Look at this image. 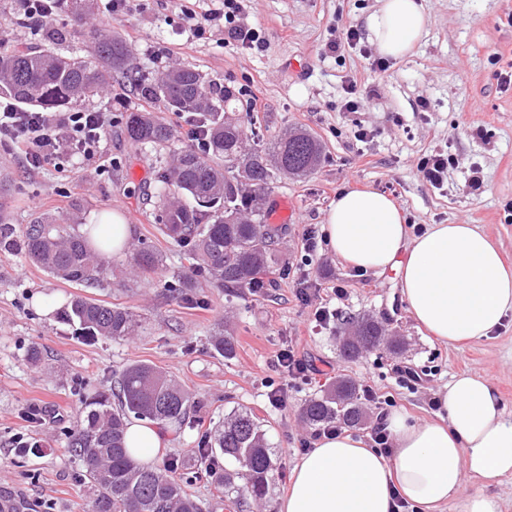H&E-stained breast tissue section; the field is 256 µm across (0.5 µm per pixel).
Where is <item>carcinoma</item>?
I'll use <instances>...</instances> for the list:
<instances>
[{
    "instance_id": "carcinoma-1",
    "label": "carcinoma",
    "mask_w": 512,
    "mask_h": 512,
    "mask_svg": "<svg viewBox=\"0 0 512 512\" xmlns=\"http://www.w3.org/2000/svg\"><path fill=\"white\" fill-rule=\"evenodd\" d=\"M130 51L122 39H98L85 56L52 51L0 52V93L33 110L44 111L98 93L112 74L129 72ZM140 96L176 112L195 113L208 133L210 151L178 153L173 166L158 175L161 183L160 226L179 245L189 247V270L202 272L228 290L257 291L278 264L279 228L264 223L261 202L276 174L302 176L321 158L320 143L307 132H286L261 149L247 151L243 127L231 117L238 97L229 88L219 94L197 71L173 69L138 85ZM136 145L162 146L173 129L151 112H132L126 122ZM224 164H219V161ZM0 249L19 251L42 270L79 288L112 282V262L92 251L72 224L38 218L18 229L0 221ZM133 263L143 273L159 266L158 255L143 247ZM65 320L78 326L80 336L120 339L134 335L141 320L133 311L87 295L71 300ZM354 337L343 341L342 353L354 359L368 348L397 349L373 320H353ZM357 386L340 379L310 399L302 418L311 426L342 423L356 427L364 411L356 400ZM194 404L192 394L159 368L136 363L125 369L117 407L106 393L85 398L84 417L70 432L69 447L82 462L94 489L92 512H203L191 493L193 476L168 468H144L125 445L126 422L135 417L157 425L182 427ZM242 465L247 491L255 499L268 489L276 466L260 422L247 410L224 418L214 446ZM217 498L241 508L236 474L209 471Z\"/></svg>"
}]
</instances>
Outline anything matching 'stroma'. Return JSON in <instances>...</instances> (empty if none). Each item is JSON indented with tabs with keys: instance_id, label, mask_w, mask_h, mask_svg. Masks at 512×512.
Wrapping results in <instances>:
<instances>
[{
	"instance_id": "obj_1",
	"label": "stroma",
	"mask_w": 512,
	"mask_h": 512,
	"mask_svg": "<svg viewBox=\"0 0 512 512\" xmlns=\"http://www.w3.org/2000/svg\"><path fill=\"white\" fill-rule=\"evenodd\" d=\"M427 34L412 53L388 60L371 72L379 52L368 38L342 43L348 28L364 29L376 0H247L243 18L262 31L260 48L245 50L226 40L223 28L187 42L181 28L208 0H130L127 11L112 12L106 0L78 11L61 0L46 26L25 22L18 0H0V50L17 48L82 53L90 36L121 38L132 69L154 72V51H169L181 67L199 71L212 87L238 90L242 122L264 141L290 129L314 135L322 145L318 167L303 177L278 176L263 204L272 214L277 200L294 206L279 239L280 268L259 292H229L196 275L194 287L173 293L171 283L188 273L184 247L162 234L158 223L160 168L190 147L184 115L167 109L159 117L175 131L164 149L137 146L128 139L129 113L147 110L133 82L115 78L98 94L69 104L72 112L111 110L113 121L95 158L61 157L37 171L0 148V216L21 226L38 217L63 224H94L112 211L132 226L130 244L153 249L161 258L155 272L127 267L128 257L112 255L121 274L90 290V297L126 306L142 315L137 336L81 339L61 319L75 290L17 252L0 250V500L10 497L22 512H89L92 489L68 447L69 432L83 416L82 400L92 390L114 393L123 371L135 363L156 365L189 389L195 412L180 433H165L166 446L153 460L160 467L190 460L194 449L213 442L225 415L246 409L262 423L278 468L263 500L247 499L245 512H277L279 497L301 455L312 448L315 430L302 406L325 385L344 377L370 385L392 410L412 420L435 419L438 392L452 376L473 372L497 390L512 415V313L488 339L459 348L441 345L419 329L406 312L394 271H364L318 246L304 263L303 239L322 231L337 194L369 187L391 196L411 229L429 224L478 225L512 262V89L499 76L512 70V0H423ZM332 40L337 52H325ZM376 95L355 112L343 111L347 77ZM370 131L359 140L358 130ZM454 159L448 178L436 189L422 180L416 163L433 150ZM484 176V191L467 186L472 169ZM318 290L303 301L302 278ZM345 295L336 298L334 287ZM334 310L330 322H316L317 307ZM368 318L403 347L364 350L343 359L345 317ZM229 333L232 358L214 350V338ZM40 345L43 359L26 354ZM294 346L318 369L310 381L287 388L284 405L272 406L269 382L278 380V353ZM418 376L404 385L405 370ZM50 415L46 424L32 410ZM35 444L21 453L16 438Z\"/></svg>"
}]
</instances>
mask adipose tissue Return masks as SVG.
<instances>
[{"label": "adipose tissue", "mask_w": 512, "mask_h": 512, "mask_svg": "<svg viewBox=\"0 0 512 512\" xmlns=\"http://www.w3.org/2000/svg\"><path fill=\"white\" fill-rule=\"evenodd\" d=\"M368 37L384 56L405 57L422 40L421 0H377ZM327 245L366 270H395L407 313L436 341L479 342L512 312V266L473 224H431L412 233L396 202L373 189L340 193L325 216ZM437 419H386L389 454L349 431L322 436L292 470L278 512H501L496 496L459 492L465 476L485 484L512 475V418L489 379L455 376L439 393Z\"/></svg>", "instance_id": "1"}]
</instances>
